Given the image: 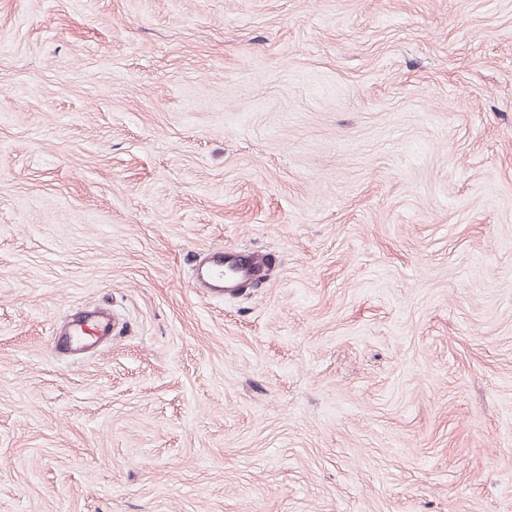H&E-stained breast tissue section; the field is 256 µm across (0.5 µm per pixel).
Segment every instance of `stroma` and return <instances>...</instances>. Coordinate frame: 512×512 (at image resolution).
Returning <instances> with one entry per match:
<instances>
[{"label":"stroma","mask_w":512,"mask_h":512,"mask_svg":"<svg viewBox=\"0 0 512 512\" xmlns=\"http://www.w3.org/2000/svg\"><path fill=\"white\" fill-rule=\"evenodd\" d=\"M0 512H512V0H0ZM266 254L245 249L208 250L193 268V282L208 294H235L244 284L258 283L269 273ZM112 314L93 310L72 318L58 336L59 346L72 356L85 355L112 336Z\"/></svg>","instance_id":"1"}]
</instances>
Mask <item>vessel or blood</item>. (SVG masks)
Returning a JSON list of instances; mask_svg holds the SVG:
<instances>
[{"instance_id": "1", "label": "vessel or blood", "mask_w": 512, "mask_h": 512, "mask_svg": "<svg viewBox=\"0 0 512 512\" xmlns=\"http://www.w3.org/2000/svg\"><path fill=\"white\" fill-rule=\"evenodd\" d=\"M269 272L266 254L245 249L207 251L193 268V282L208 294L225 296L235 294L245 284L262 281ZM111 313L93 310L84 316L72 318L58 338L60 347L74 356H81L112 335Z\"/></svg>"}]
</instances>
